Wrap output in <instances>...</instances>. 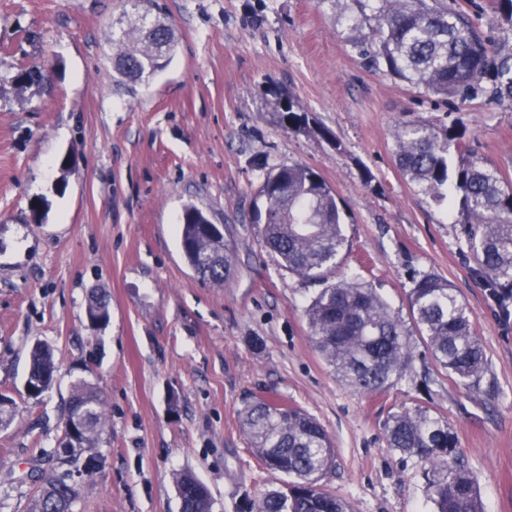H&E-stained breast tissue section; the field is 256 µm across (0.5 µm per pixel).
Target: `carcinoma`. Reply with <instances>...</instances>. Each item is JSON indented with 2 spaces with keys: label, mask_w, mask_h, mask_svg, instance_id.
Listing matches in <instances>:
<instances>
[{
  "label": "carcinoma",
  "mask_w": 512,
  "mask_h": 512,
  "mask_svg": "<svg viewBox=\"0 0 512 512\" xmlns=\"http://www.w3.org/2000/svg\"><path fill=\"white\" fill-rule=\"evenodd\" d=\"M135 18L112 30L119 81L143 83L172 57L176 38L171 24L151 12L152 0H128ZM341 23L346 41L362 65L375 74L406 82L426 95L446 97L484 92L493 98L512 92V59L497 57L493 44L467 14L448 0H318ZM396 165L410 182L437 204L458 206L465 246L475 275L504 314L512 306V181L483 163L465 133L453 126L434 128L411 122L399 128ZM264 203L262 242L288 272L323 282L306 307L311 339L340 379L370 395L389 388L414 358L409 330L375 288L353 274L327 283L328 274L348 247L336 195L313 169L293 164L265 173L259 189ZM194 206L182 215V248L193 270L224 283L232 256ZM412 320L426 337L428 352L447 376L477 388L487 358L475 335L467 306L442 277H413ZM89 319H109L106 302L95 297ZM27 383L47 392L56 359L51 348L33 347ZM107 422L101 394L84 382L75 385L64 434L63 458L76 459L99 445ZM251 448L270 469L287 477L266 492L257 512H348L342 500L320 482L336 465L333 442L303 410L274 397H261L242 417ZM390 447L425 465L426 491L434 512H484L474 480L448 422L430 410L397 412L387 420ZM181 512H212L208 489L189 474L175 478ZM74 489L51 480L38 492L34 512H69Z\"/></svg>",
  "instance_id": "carcinoma-1"
}]
</instances>
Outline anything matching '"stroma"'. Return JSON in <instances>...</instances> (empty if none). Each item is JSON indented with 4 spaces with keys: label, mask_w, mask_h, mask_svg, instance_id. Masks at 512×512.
Instances as JSON below:
<instances>
[{
    "label": "stroma",
    "mask_w": 512,
    "mask_h": 512,
    "mask_svg": "<svg viewBox=\"0 0 512 512\" xmlns=\"http://www.w3.org/2000/svg\"><path fill=\"white\" fill-rule=\"evenodd\" d=\"M178 43L169 64L127 92L112 29L127 0H0V512H31L39 487L72 486V512H180L190 473L213 512H255L280 486L241 420L278 395L315 417L336 451L321 482L350 512H432L423 467L390 448L387 418L422 406L456 434L486 512H512V320L475 276L456 211L395 164L403 122L455 126L512 179V97H431L369 72L317 0H155ZM457 8L512 55V23L491 0ZM47 78L20 85L23 68ZM306 114L285 128L286 104ZM302 164L331 186L349 248L329 282L362 269L410 321L412 277L447 279L485 349L487 383L466 388L425 356L382 394L340 380L305 316L321 283L291 274L260 242L266 171ZM223 226L232 267L201 279L180 247L185 206ZM106 324L91 326V295ZM51 345L52 390L25 392L34 343ZM101 391L108 427L83 464L50 457L75 384Z\"/></svg>",
    "instance_id": "1"
}]
</instances>
